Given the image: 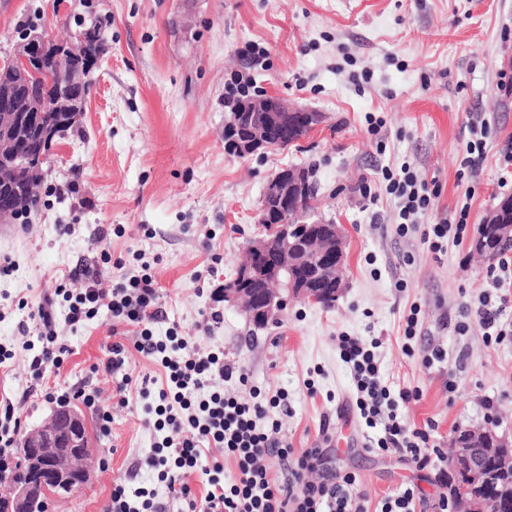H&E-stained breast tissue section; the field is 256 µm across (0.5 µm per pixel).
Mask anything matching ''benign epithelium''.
<instances>
[{"instance_id": "7a95c632", "label": "benign epithelium", "mask_w": 512, "mask_h": 512, "mask_svg": "<svg viewBox=\"0 0 512 512\" xmlns=\"http://www.w3.org/2000/svg\"><path fill=\"white\" fill-rule=\"evenodd\" d=\"M102 35V22L74 35L68 46L54 43L48 34H29L17 53L0 59V77L10 76L0 91V217L14 213L15 180L24 172L30 177L28 188L39 181L43 166L52 163L48 147L67 129L79 125L86 112L89 89L84 71L87 61L79 49ZM68 52L74 57L71 67L45 78L37 61L49 52ZM56 108V118L45 123L44 111ZM308 111L286 107L276 97L248 101L230 113L224 132L229 144L246 157L264 151L270 132L281 139L291 137ZM308 186L305 173L287 168L271 176L265 186L258 223H273L259 237L249 241L245 262L236 275L224 283V301L237 305L258 328L269 322L274 311L286 306L288 296L320 304L336 299L345 265V240L338 224H307L305 231L290 226L298 197ZM493 236L487 227L476 234L475 246L482 250L495 240H512V203L504 211L489 216ZM278 262H266L269 253ZM256 280L267 283L254 288ZM27 479L10 483L14 512H30L33 504L59 491L79 489L88 483V436L85 421L74 407L62 405L39 427L25 432L21 439ZM451 468L468 473L467 495L461 497L460 512L469 510V499L497 494L498 512H512V494L502 478L512 475V437L486 427L468 428L452 439Z\"/></svg>"}]
</instances>
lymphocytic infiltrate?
I'll list each match as a JSON object with an SVG mask.
<instances>
[{
  "mask_svg": "<svg viewBox=\"0 0 512 512\" xmlns=\"http://www.w3.org/2000/svg\"><path fill=\"white\" fill-rule=\"evenodd\" d=\"M386 191L399 200L395 232L404 236L413 230V217L429 210L438 195L437 188L420 180L409 163L392 169L382 168ZM469 209L461 207L453 219L428 225L422 241L436 255L445 253L449 242H462L469 232ZM78 289L66 293L68 321L76 325L107 312L113 331L134 328L137 352L150 358L161 371L156 386L142 385L143 395L156 402L154 427L162 432L148 464L165 482L181 512H367L363 498L356 493V476L336 471L324 482H310L306 473L320 467L323 451L307 448L301 453L282 447L277 434L279 422L270 428L259 425L270 410L284 407L285 394L267 398L266 402L246 403L217 389V382L248 385L249 376L239 366L225 362L223 351L201 352L183 337L164 342L155 339L150 326L159 317L156 307L155 279L145 273L119 282L110 291L97 286L90 271H73L68 275ZM486 285L495 292L484 298L477 309H464L460 331L478 324L486 340L512 341V320L504 318L512 301V257L501 256L487 273ZM43 341L40 349L28 357L33 379L43 378L49 368L59 366L66 346L57 344L55 318L50 305L38 308ZM336 344L340 357L351 372L356 391V406L367 428L374 433L372 447L409 455L417 467L428 466L437 448L429 429L407 425L398 413L400 403L409 402L413 391H391L382 385L375 350L378 340L364 341L355 336L339 335ZM233 456L238 475L231 483L220 478L221 466H214L207 479L205 493L193 492L190 476L202 470L209 450ZM277 457L281 477H271L266 457ZM105 512H166L154 490L114 485Z\"/></svg>",
  "mask_w": 512,
  "mask_h": 512,
  "instance_id": "obj_1",
  "label": "lymphocytic infiltrate"
}]
</instances>
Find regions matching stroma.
Returning <instances> with one entry per match:
<instances>
[{"label": "stroma", "mask_w": 512, "mask_h": 512, "mask_svg": "<svg viewBox=\"0 0 512 512\" xmlns=\"http://www.w3.org/2000/svg\"><path fill=\"white\" fill-rule=\"evenodd\" d=\"M106 21L98 79L82 124L54 149L39 186V210L0 220V346L15 354L0 372V399L15 400L23 429L42 424L56 396L80 409L91 453L87 486L48 497V512H103L114 482L155 489L178 512L146 460L160 434L145 420L139 395L157 367L128 350L132 381L127 407L112 398L118 380L98 365L113 342L106 314L78 326L55 290L59 278L87 267L107 289L149 268L162 318L197 349H223L226 362L246 368L249 386H231L242 401L284 392L281 444L321 446L326 461L312 473H355L370 512L407 485L423 494L421 512H436L447 489L451 435L491 427L512 434V342L490 344L479 326L459 334L463 307H478L489 261L472 239L434 256L419 233L398 236L397 201L381 169L410 163L437 179L440 195L419 224L470 207V224L502 198L501 147L512 140V0H0V57L31 30L68 43L89 17ZM269 49L265 67L242 57L246 43ZM249 73L252 97L279 96L323 120L298 146L248 157L224 146V86ZM490 121L486 159L477 175H458L471 138L468 115ZM383 116L384 152H377L366 114ZM309 167L318 194L314 217L342 226L347 252L345 290L334 307L289 301L277 323L255 329L236 308L211 299L231 278L250 238L263 228L257 211L268 178L286 166ZM370 186L375 202L364 200ZM111 263H103V253ZM221 263H214L213 255ZM53 300L59 343L69 347L60 368L31 376L25 342L36 341L39 305ZM418 305L420 334L404 338V317ZM345 332L379 339L383 379L392 390L420 389L400 405L409 426L434 423L441 456L426 468L410 457L370 448L368 430L351 402L353 383L336 349ZM412 355H405L404 346ZM444 362L424 367L432 348ZM98 394L112 409L102 436L80 392ZM329 430H322V422Z\"/></svg>", "instance_id": "obj_1"}]
</instances>
